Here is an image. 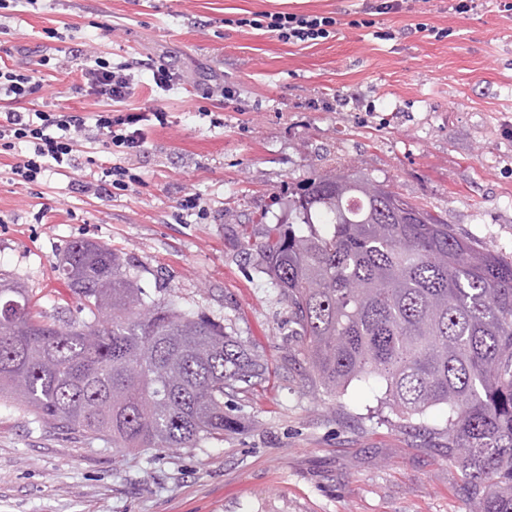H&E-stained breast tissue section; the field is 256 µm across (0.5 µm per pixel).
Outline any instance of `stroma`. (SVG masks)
<instances>
[{"mask_svg": "<svg viewBox=\"0 0 512 512\" xmlns=\"http://www.w3.org/2000/svg\"><path fill=\"white\" fill-rule=\"evenodd\" d=\"M367 0H38L0 17V60L42 81L35 109L84 117L104 101L83 87L88 51L134 63L130 104L163 105L129 155L103 141L76 154L86 172L119 163L140 178L79 193L71 170L32 184L0 157V276L27 288L33 312H87L58 265L89 240L124 256L149 299L223 319L268 366L224 398L234 426L195 448L122 451L110 439L0 408V512H469L442 440L372 418L382 384L343 399L313 388L290 312L245 239L288 215L289 190L332 168L364 172L478 245L512 258V14L500 0H415L354 28ZM332 13L334 38L302 48L236 27L252 12ZM168 65L172 90L150 89ZM234 97L222 96V87ZM195 196L197 206L184 208Z\"/></svg>", "mask_w": 512, "mask_h": 512, "instance_id": "1", "label": "stroma"}]
</instances>
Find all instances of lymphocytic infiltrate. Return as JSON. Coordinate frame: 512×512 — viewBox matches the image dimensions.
Here are the masks:
<instances>
[{
	"label": "lymphocytic infiltrate",
	"mask_w": 512,
	"mask_h": 512,
	"mask_svg": "<svg viewBox=\"0 0 512 512\" xmlns=\"http://www.w3.org/2000/svg\"><path fill=\"white\" fill-rule=\"evenodd\" d=\"M235 24L271 34L284 44L309 47L330 38L337 19L321 14L253 12L236 19ZM80 72L88 88L107 101L89 121L61 107L31 115L28 105L40 90V81L28 72L0 65V150H12L19 142L27 148L22 159L10 167L18 181L33 183L50 168L70 164L89 132H96L107 145L129 154L143 145L146 122L166 123L163 108H127L137 88L132 64L114 67L97 57L81 65Z\"/></svg>",
	"instance_id": "lymphocytic-infiltrate-1"
}]
</instances>
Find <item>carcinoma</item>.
Listing matches in <instances>:
<instances>
[{
    "label": "carcinoma",
    "instance_id": "carcinoma-1",
    "mask_svg": "<svg viewBox=\"0 0 512 512\" xmlns=\"http://www.w3.org/2000/svg\"><path fill=\"white\" fill-rule=\"evenodd\" d=\"M244 249L290 309L309 376L336 397L385 383L375 412L402 432L446 408L448 461L473 512H512V261L457 235L390 185L328 171ZM60 274L90 318L48 323L0 278V405L115 448H195L224 435L227 391L267 368L224 322L170 293L146 301L127 262L75 241Z\"/></svg>",
    "mask_w": 512,
    "mask_h": 512
}]
</instances>
